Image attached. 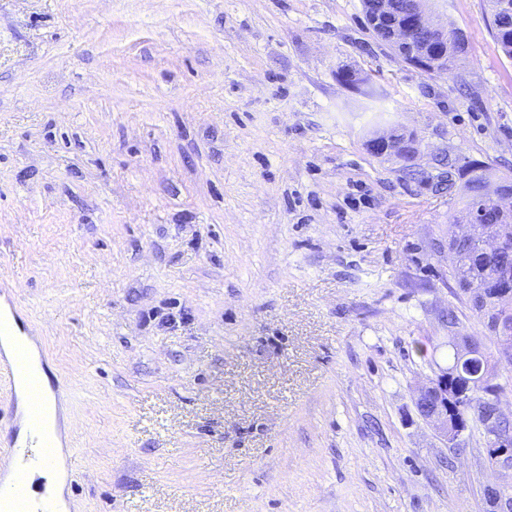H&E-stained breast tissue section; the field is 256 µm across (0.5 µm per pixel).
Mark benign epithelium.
<instances>
[{"label": "benign epithelium", "mask_w": 512, "mask_h": 512, "mask_svg": "<svg viewBox=\"0 0 512 512\" xmlns=\"http://www.w3.org/2000/svg\"><path fill=\"white\" fill-rule=\"evenodd\" d=\"M374 8L365 10L369 25L380 26L387 34V43L395 51L410 47V65L428 74H443L441 62L448 57V44L460 43L465 38L461 29L454 31L433 23L429 16V0H412L409 10L396 13L387 7L388 0H370ZM368 146L377 155L397 158H412L418 152V143L397 129L389 132H375ZM481 194L492 200L496 218L484 222L473 216L459 221V231L448 237V254L457 252L458 247L477 237L481 241L482 252L487 255L512 254V238L508 225L512 224V188L500 182H488ZM492 280L500 284L494 294L480 291L477 302L491 304L500 311L496 332L500 336V349L512 351V264L496 265L491 270ZM472 381L464 386H456L448 392V370L442 369L435 378L417 390L414 400L419 416L432 425L449 444H456L466 432L462 425L448 430V406L456 404L468 408ZM485 409L480 413V428L488 448V465L494 470L512 472V435L504 430V423L512 420V415L501 406L497 392L485 396ZM487 492L496 501L502 512L512 509V490L499 485H490Z\"/></svg>", "instance_id": "7a95c632"}]
</instances>
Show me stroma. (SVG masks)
Masks as SVG:
<instances>
[{"instance_id":"1","label":"stroma","mask_w":512,"mask_h":512,"mask_svg":"<svg viewBox=\"0 0 512 512\" xmlns=\"http://www.w3.org/2000/svg\"><path fill=\"white\" fill-rule=\"evenodd\" d=\"M434 9L450 76L361 0H0V284L65 397L67 512H494L512 473L414 398L494 341L440 176L512 177V59L486 0ZM24 420L0 371V479ZM368 146L377 155L397 158H412L419 152L416 139L398 129H392L389 132L376 131L369 139Z\"/></svg>"}]
</instances>
